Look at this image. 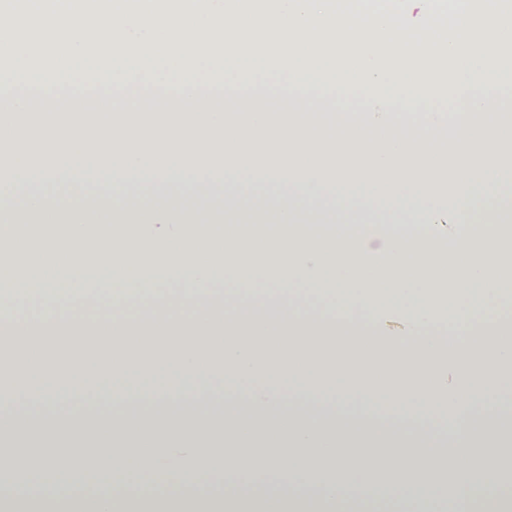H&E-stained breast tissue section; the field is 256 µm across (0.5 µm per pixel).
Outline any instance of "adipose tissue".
Masks as SVG:
<instances>
[{
  "label": "adipose tissue",
  "instance_id": "obj_1",
  "mask_svg": "<svg viewBox=\"0 0 512 512\" xmlns=\"http://www.w3.org/2000/svg\"><path fill=\"white\" fill-rule=\"evenodd\" d=\"M315 158L255 151L248 159L106 161L82 186L68 165L17 172L0 185V335L24 342L21 361L0 355V388L19 397L82 388L102 373L159 375L169 393L210 379L225 397L248 396L247 417L195 414L0 420V474L26 489L0 493V512H367L378 481L392 499L436 505L441 484L470 472L466 512H512L499 494L497 449L512 419L496 388L512 371V101L433 120L323 122ZM492 181L495 191L481 192ZM372 188L439 209L459 228L447 246L416 233V213L372 220L356 192ZM270 197L271 211L242 198ZM392 235L380 259L364 247L371 224ZM249 288L248 305L224 291ZM97 287L113 308L149 316L48 318L22 309L33 290L65 303ZM191 313H156L164 289ZM393 303L414 326L377 343L368 322ZM306 393L346 406H385L407 418L483 406L491 420L462 430L452 448L386 440L374 431L303 425L284 402ZM45 440L39 468L17 463L8 439ZM112 467L136 486L110 510L111 492L39 491L41 472ZM197 476L181 489L179 476Z\"/></svg>",
  "mask_w": 512,
  "mask_h": 512
}]
</instances>
